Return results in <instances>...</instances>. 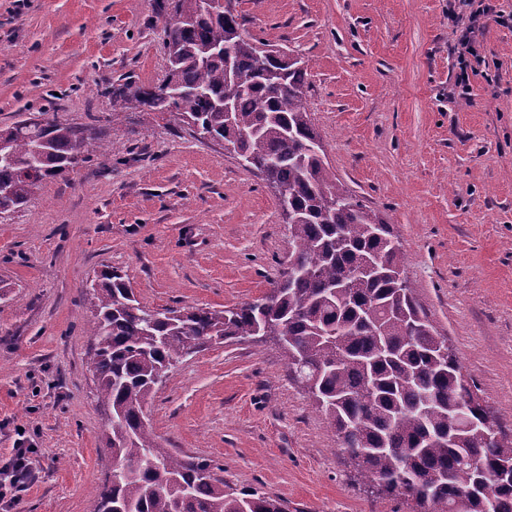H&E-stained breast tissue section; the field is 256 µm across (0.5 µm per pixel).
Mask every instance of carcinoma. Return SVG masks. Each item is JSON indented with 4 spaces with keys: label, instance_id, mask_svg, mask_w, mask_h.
<instances>
[{
    "label": "carcinoma",
    "instance_id": "1",
    "mask_svg": "<svg viewBox=\"0 0 512 512\" xmlns=\"http://www.w3.org/2000/svg\"><path fill=\"white\" fill-rule=\"evenodd\" d=\"M163 25L169 63L153 88L112 87V113L165 107L261 172L270 165L286 193L295 268L269 298L234 308L142 305L125 275L107 269L84 295L93 319L89 364L108 412L110 481L91 512H288L255 490L231 492L205 459L158 446L144 411L187 353L219 340L283 337L288 373L308 389L350 463L383 496L414 512H512V434L465 380L404 276L391 225L336 178L304 98L305 62L265 55L267 42L242 29L237 9L196 14L171 0ZM233 49L239 90L224 118L226 73L215 50ZM94 123L53 115L0 128V213L19 209L43 183L107 153Z\"/></svg>",
    "mask_w": 512,
    "mask_h": 512
}]
</instances>
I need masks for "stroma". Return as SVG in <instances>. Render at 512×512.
I'll return each instance as SVG.
<instances>
[{"label":"stroma","instance_id":"stroma-1","mask_svg":"<svg viewBox=\"0 0 512 512\" xmlns=\"http://www.w3.org/2000/svg\"><path fill=\"white\" fill-rule=\"evenodd\" d=\"M161 0H0V127L98 118L90 155L0 216V464L18 430L38 481L14 512H91L106 418L86 280L124 271L151 308H231L285 271L288 224L261 177L170 112L116 114L109 87L167 76ZM449 0H239L245 31L308 64L306 104L337 178L383 214L466 378L512 430V23H489L453 92ZM160 447L288 512H412L372 494L273 342L186 358L147 410Z\"/></svg>","mask_w":512,"mask_h":512}]
</instances>
